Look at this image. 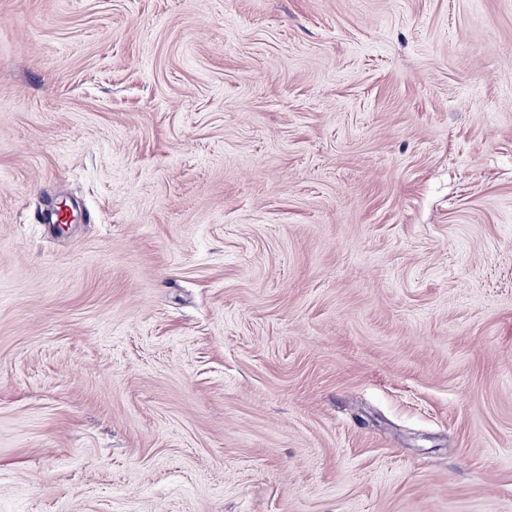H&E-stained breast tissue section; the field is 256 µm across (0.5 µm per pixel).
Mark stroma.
Wrapping results in <instances>:
<instances>
[{"instance_id": "1", "label": "stroma", "mask_w": 512, "mask_h": 512, "mask_svg": "<svg viewBox=\"0 0 512 512\" xmlns=\"http://www.w3.org/2000/svg\"><path fill=\"white\" fill-rule=\"evenodd\" d=\"M0 512H512V0H0Z\"/></svg>"}]
</instances>
